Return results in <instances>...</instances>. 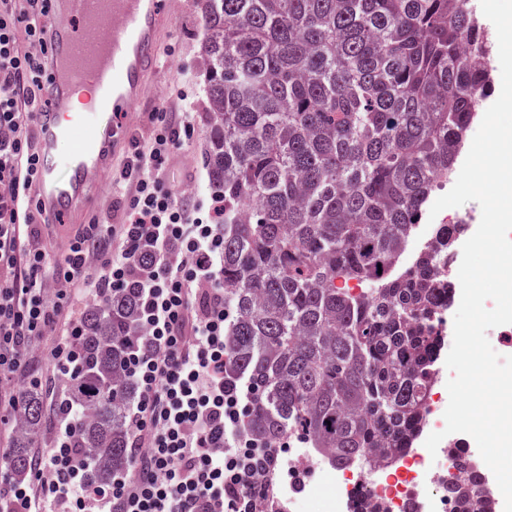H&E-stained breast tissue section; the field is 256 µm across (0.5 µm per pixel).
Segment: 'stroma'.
Segmentation results:
<instances>
[{
  "label": "stroma",
  "instance_id": "obj_1",
  "mask_svg": "<svg viewBox=\"0 0 512 512\" xmlns=\"http://www.w3.org/2000/svg\"><path fill=\"white\" fill-rule=\"evenodd\" d=\"M203 23L196 0H182L180 12L171 20L170 34L158 51L159 74L155 82L154 100L148 103L147 117L131 130L138 140H148L155 123L150 114L157 105H165L167 119H178L180 113L195 115V133L183 141L168 170V177L178 184L185 204L209 197L206 163V133L209 117L205 107V85L200 42Z\"/></svg>",
  "mask_w": 512,
  "mask_h": 512
}]
</instances>
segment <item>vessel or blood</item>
I'll return each instance as SVG.
<instances>
[{
	"mask_svg": "<svg viewBox=\"0 0 512 512\" xmlns=\"http://www.w3.org/2000/svg\"><path fill=\"white\" fill-rule=\"evenodd\" d=\"M170 16L161 0H58L44 26L52 78L36 115L42 223L67 246L87 223L113 162L128 146L133 114L158 71L156 46Z\"/></svg>",
	"mask_w": 512,
	"mask_h": 512,
	"instance_id": "vessel-or-blood-1",
	"label": "vessel or blood"
}]
</instances>
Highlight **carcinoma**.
I'll return each instance as SVG.
<instances>
[{
    "instance_id": "carcinoma-1",
    "label": "carcinoma",
    "mask_w": 512,
    "mask_h": 512,
    "mask_svg": "<svg viewBox=\"0 0 512 512\" xmlns=\"http://www.w3.org/2000/svg\"><path fill=\"white\" fill-rule=\"evenodd\" d=\"M200 11L207 167L224 194L225 370L253 388L250 434L269 446L299 435L335 464L392 460L423 426L435 310L452 287L443 268L466 225L409 266L400 256L492 93V38L471 0H200ZM138 314L136 289L116 290L73 340L79 364L56 411L79 420L91 484L130 464ZM44 404L29 387L18 405L8 467L20 478ZM457 470L448 493L483 512L480 472Z\"/></svg>"
}]
</instances>
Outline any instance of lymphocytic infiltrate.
<instances>
[{
  "mask_svg": "<svg viewBox=\"0 0 512 512\" xmlns=\"http://www.w3.org/2000/svg\"><path fill=\"white\" fill-rule=\"evenodd\" d=\"M52 10L53 0H0V407L17 406L12 380L34 372L43 336L54 337L57 375L75 371L77 327L65 319L74 301L137 289L140 340L128 362L140 389L130 415L135 473L87 483L88 460L68 446L78 424L65 419L56 447L32 453L36 484L1 480L0 501L22 512H254L244 479L279 471L283 459L243 432L252 389L224 374V199L187 207L164 178L194 133L193 113L158 118L147 142L129 141L112 172L129 196L127 222L87 225L60 257L34 242L30 128L51 78L40 22ZM45 275L58 285L51 299Z\"/></svg>",
  "mask_w": 512,
  "mask_h": 512,
  "instance_id": "f902f5d3",
  "label": "lymphocytic infiltrate"
}]
</instances>
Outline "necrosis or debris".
I'll use <instances>...</instances> for the list:
<instances>
[{"label": "necrosis or debris", "mask_w": 512, "mask_h": 512, "mask_svg": "<svg viewBox=\"0 0 512 512\" xmlns=\"http://www.w3.org/2000/svg\"><path fill=\"white\" fill-rule=\"evenodd\" d=\"M460 299V288H452L438 310L444 342L435 364L437 380L422 407L425 426L440 430L445 427L444 412L449 403L445 354L452 346L453 316ZM443 442L434 454L416 444L388 463L375 464L364 458L343 466L333 464L318 449L298 448L286 459L283 476L249 479L243 491L265 512H282L285 476L303 466L314 475L331 474L336 492L335 499L329 500L321 497L318 484L309 485L299 503L304 512H350L351 502L362 494L376 512H459L457 501L448 494V472L458 459L478 457L479 450L474 440L454 433L446 434Z\"/></svg>", "instance_id": "4bbe7bcc"}]
</instances>
